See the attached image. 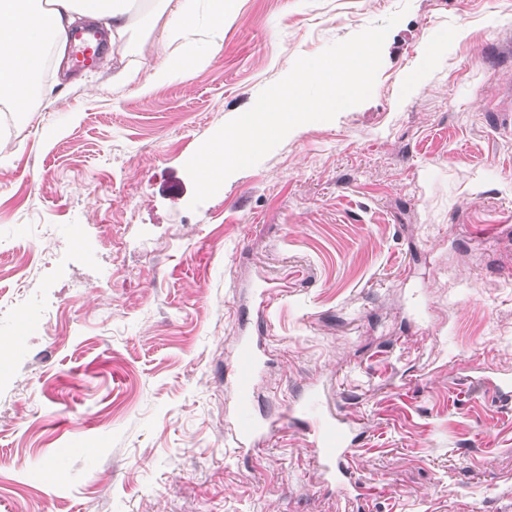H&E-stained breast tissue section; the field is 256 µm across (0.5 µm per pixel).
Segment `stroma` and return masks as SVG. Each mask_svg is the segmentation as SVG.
<instances>
[{"label":"stroma","instance_id":"1","mask_svg":"<svg viewBox=\"0 0 512 512\" xmlns=\"http://www.w3.org/2000/svg\"><path fill=\"white\" fill-rule=\"evenodd\" d=\"M399 10L368 100L190 209L203 141ZM133 17L107 66L0 111V512H512V405L477 381L512 375V0H239L146 93ZM240 336L258 413L320 384L376 494L337 495L295 425L234 450Z\"/></svg>","mask_w":512,"mask_h":512}]
</instances>
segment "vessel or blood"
<instances>
[{"instance_id": "1", "label": "vessel or blood", "mask_w": 512, "mask_h": 512, "mask_svg": "<svg viewBox=\"0 0 512 512\" xmlns=\"http://www.w3.org/2000/svg\"><path fill=\"white\" fill-rule=\"evenodd\" d=\"M80 41L83 52L74 56L76 66H86L98 59L100 46L95 32H79L75 35ZM262 362V355L250 337L242 336L237 340L235 363L232 377L236 388L234 427L232 440L237 449L251 446L258 435L271 433L288 423L301 424L309 435L314 449L317 465L325 481L344 487L352 473L349 459L353 454L355 439L341 418L326 411L320 393L309 389L296 405L286 409L280 419L264 422L256 413L252 393Z\"/></svg>"}]
</instances>
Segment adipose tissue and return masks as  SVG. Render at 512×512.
Segmentation results:
<instances>
[{
    "mask_svg": "<svg viewBox=\"0 0 512 512\" xmlns=\"http://www.w3.org/2000/svg\"><path fill=\"white\" fill-rule=\"evenodd\" d=\"M165 23L158 43L166 51L147 86L163 85L187 74L189 67L218 53L224 26L238 0H148ZM131 0H0V104L27 111L33 82L48 56L64 59L74 29L103 25L110 43L132 28Z\"/></svg>",
    "mask_w": 512,
    "mask_h": 512,
    "instance_id": "obj_1",
    "label": "adipose tissue"
}]
</instances>
